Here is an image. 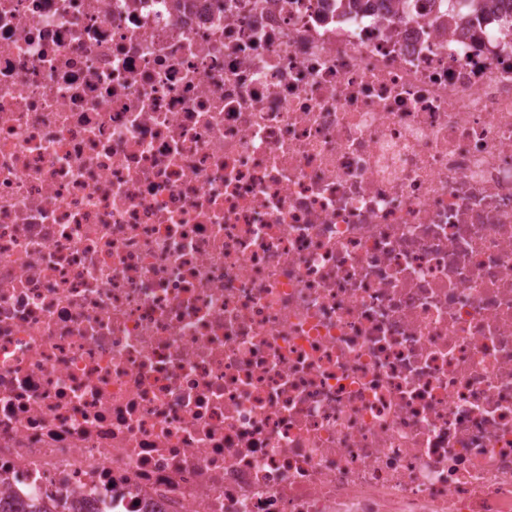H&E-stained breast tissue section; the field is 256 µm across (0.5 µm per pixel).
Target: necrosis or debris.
<instances>
[{"instance_id": "4bbe7bcc", "label": "necrosis or debris", "mask_w": 512, "mask_h": 512, "mask_svg": "<svg viewBox=\"0 0 512 512\" xmlns=\"http://www.w3.org/2000/svg\"><path fill=\"white\" fill-rule=\"evenodd\" d=\"M0 0V512H512V0Z\"/></svg>"}]
</instances>
